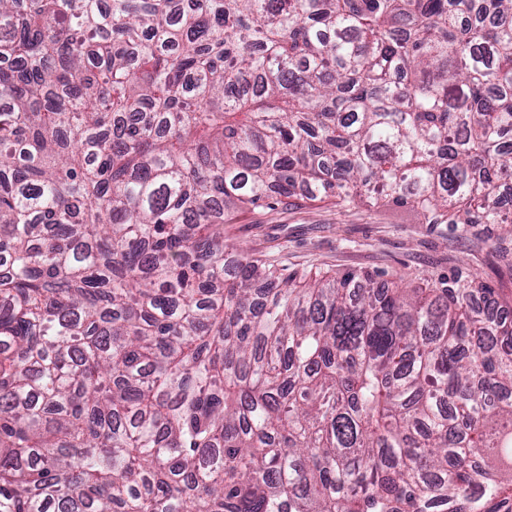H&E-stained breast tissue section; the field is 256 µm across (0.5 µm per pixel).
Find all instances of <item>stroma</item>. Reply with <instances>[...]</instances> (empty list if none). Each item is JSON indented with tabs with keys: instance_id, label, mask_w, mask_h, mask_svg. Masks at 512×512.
Segmentation results:
<instances>
[{
	"instance_id": "stroma-1",
	"label": "stroma",
	"mask_w": 512,
	"mask_h": 512,
	"mask_svg": "<svg viewBox=\"0 0 512 512\" xmlns=\"http://www.w3.org/2000/svg\"><path fill=\"white\" fill-rule=\"evenodd\" d=\"M224 234L285 274L357 270L415 286L471 274L512 292V264L495 249L500 242L512 252L501 224H423L407 207L273 197L240 209Z\"/></svg>"
}]
</instances>
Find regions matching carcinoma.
<instances>
[{"instance_id":"1","label":"carcinoma","mask_w":512,"mask_h":512,"mask_svg":"<svg viewBox=\"0 0 512 512\" xmlns=\"http://www.w3.org/2000/svg\"><path fill=\"white\" fill-rule=\"evenodd\" d=\"M507 185L512 0H0V512H512L498 289L224 240Z\"/></svg>"}]
</instances>
